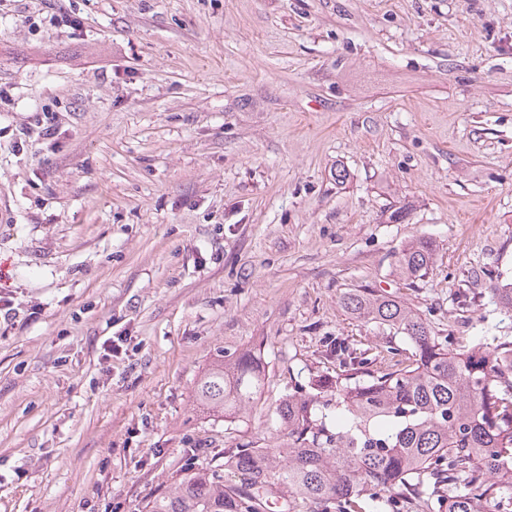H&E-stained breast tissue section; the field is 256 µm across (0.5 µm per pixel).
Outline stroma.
<instances>
[{
    "label": "stroma",
    "mask_w": 512,
    "mask_h": 512,
    "mask_svg": "<svg viewBox=\"0 0 512 512\" xmlns=\"http://www.w3.org/2000/svg\"><path fill=\"white\" fill-rule=\"evenodd\" d=\"M423 235L434 264L403 280ZM492 273L512 282V0L0 6V512H142L275 444L335 341L408 363L354 290L452 348L512 341ZM244 350L267 385L226 421L195 386ZM435 248L429 238L417 237L401 250L397 258L400 274L408 279L424 277L433 265Z\"/></svg>",
    "instance_id": "stroma-1"
}]
</instances>
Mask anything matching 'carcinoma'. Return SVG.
I'll return each instance as SVG.
<instances>
[{
    "instance_id": "carcinoma-1",
    "label": "carcinoma",
    "mask_w": 512,
    "mask_h": 512,
    "mask_svg": "<svg viewBox=\"0 0 512 512\" xmlns=\"http://www.w3.org/2000/svg\"><path fill=\"white\" fill-rule=\"evenodd\" d=\"M435 248L413 239L397 258L400 274H428ZM512 314V283L492 288ZM346 312L403 334L409 364L373 371L369 358L336 344V374L295 382L276 409L277 444H245L215 467L184 470L143 512H399L396 488L415 491L426 509L478 512L497 500L512 512V341L450 349L422 314L370 288L343 298ZM266 373L251 350L221 356L199 379V403L224 418L262 395ZM240 476L229 484L224 472Z\"/></svg>"
}]
</instances>
